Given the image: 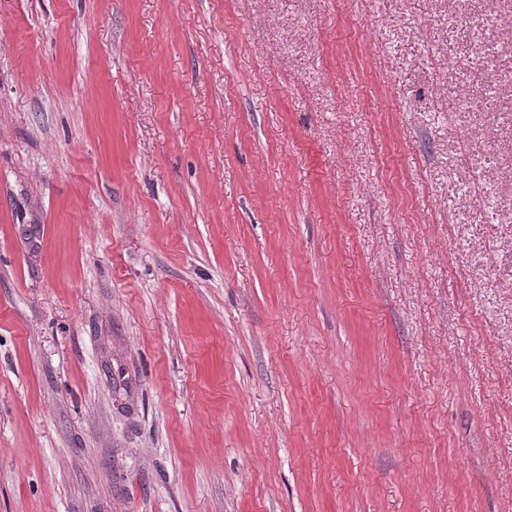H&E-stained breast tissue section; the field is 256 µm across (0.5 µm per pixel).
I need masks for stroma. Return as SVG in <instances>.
Wrapping results in <instances>:
<instances>
[{
	"label": "stroma",
	"mask_w": 512,
	"mask_h": 512,
	"mask_svg": "<svg viewBox=\"0 0 512 512\" xmlns=\"http://www.w3.org/2000/svg\"><path fill=\"white\" fill-rule=\"evenodd\" d=\"M0 512H512V0H0Z\"/></svg>",
	"instance_id": "obj_1"
}]
</instances>
